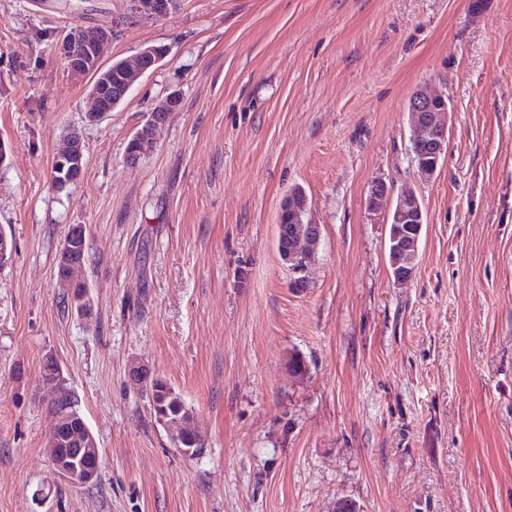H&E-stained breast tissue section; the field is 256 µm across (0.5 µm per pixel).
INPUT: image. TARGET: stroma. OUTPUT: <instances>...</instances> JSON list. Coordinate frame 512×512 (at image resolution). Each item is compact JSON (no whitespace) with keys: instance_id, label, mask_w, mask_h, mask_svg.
<instances>
[{"instance_id":"35a3bbf8","label":"stroma","mask_w":512,"mask_h":512,"mask_svg":"<svg viewBox=\"0 0 512 512\" xmlns=\"http://www.w3.org/2000/svg\"><path fill=\"white\" fill-rule=\"evenodd\" d=\"M75 25L112 27L110 61L169 49L93 125L55 52ZM425 84L453 116L424 181L407 103ZM74 129L83 176L60 190ZM0 144V512H512V0H178L157 19L0 0ZM378 181L422 202L404 283L367 208ZM297 186L322 227L299 294L276 248ZM74 225L84 314L56 278ZM49 358L101 450L85 487L50 461ZM139 364L194 408L202 455L156 425Z\"/></svg>"}]
</instances>
